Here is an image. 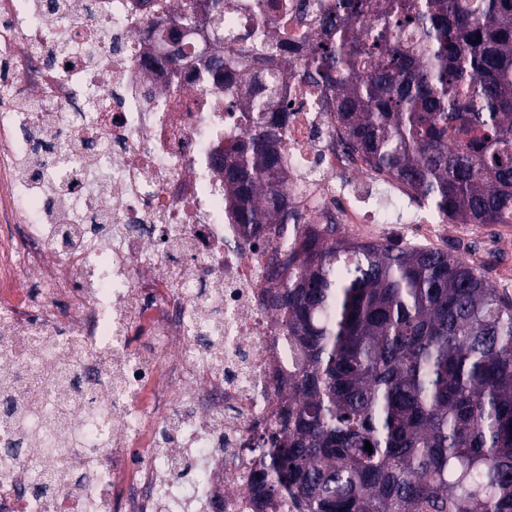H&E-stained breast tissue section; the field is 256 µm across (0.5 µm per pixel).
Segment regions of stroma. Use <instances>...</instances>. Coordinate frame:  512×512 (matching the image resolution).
Masks as SVG:
<instances>
[{"label": "stroma", "instance_id": "stroma-1", "mask_svg": "<svg viewBox=\"0 0 512 512\" xmlns=\"http://www.w3.org/2000/svg\"><path fill=\"white\" fill-rule=\"evenodd\" d=\"M364 210H382L388 222L379 241L454 250L482 266L490 285L512 296V231L499 224L427 223V209L387 183L375 194L358 198Z\"/></svg>", "mask_w": 512, "mask_h": 512}]
</instances>
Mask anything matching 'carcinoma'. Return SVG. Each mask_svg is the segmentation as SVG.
Returning a JSON list of instances; mask_svg holds the SVG:
<instances>
[{"label":"carcinoma","mask_w":512,"mask_h":512,"mask_svg":"<svg viewBox=\"0 0 512 512\" xmlns=\"http://www.w3.org/2000/svg\"><path fill=\"white\" fill-rule=\"evenodd\" d=\"M225 2L207 14L220 45ZM335 2L320 39L259 31L224 49L252 79L224 189L245 238L268 245L288 358V418L257 443L262 507L289 495L297 512H512V302L450 251L303 221L283 162L297 77L435 218L512 224V0ZM149 24L179 41L192 17Z\"/></svg>","instance_id":"cac0c4a2"}]
</instances>
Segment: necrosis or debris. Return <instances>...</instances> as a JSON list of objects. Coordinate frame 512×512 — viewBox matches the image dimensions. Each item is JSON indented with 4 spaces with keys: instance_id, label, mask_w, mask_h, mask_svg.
Listing matches in <instances>:
<instances>
[{
    "instance_id": "necrosis-or-debris-1",
    "label": "necrosis or debris",
    "mask_w": 512,
    "mask_h": 512,
    "mask_svg": "<svg viewBox=\"0 0 512 512\" xmlns=\"http://www.w3.org/2000/svg\"><path fill=\"white\" fill-rule=\"evenodd\" d=\"M207 0H0V512H260L251 447L288 386L266 246L224 201L242 69L205 78L164 59L149 16ZM287 16L227 0V40L287 20L315 36L333 0ZM311 85L288 83L294 204L367 236L351 194L383 176L351 155ZM149 337L152 348L132 345Z\"/></svg>"
}]
</instances>
